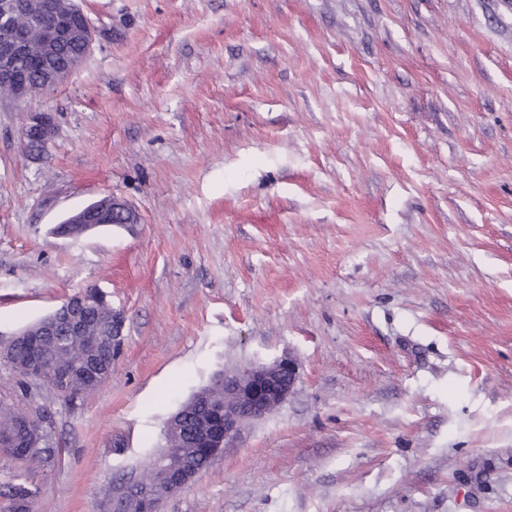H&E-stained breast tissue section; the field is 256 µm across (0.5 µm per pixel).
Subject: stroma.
Returning a JSON list of instances; mask_svg holds the SVG:
<instances>
[{
  "instance_id": "35a3bbf8",
  "label": "stroma",
  "mask_w": 512,
  "mask_h": 512,
  "mask_svg": "<svg viewBox=\"0 0 512 512\" xmlns=\"http://www.w3.org/2000/svg\"><path fill=\"white\" fill-rule=\"evenodd\" d=\"M94 50L0 105V340L87 288L124 317L96 391L0 365L105 512L224 368L300 379L159 512H512V0H82ZM56 135L23 151L29 113ZM139 223L55 235L106 195Z\"/></svg>"
}]
</instances>
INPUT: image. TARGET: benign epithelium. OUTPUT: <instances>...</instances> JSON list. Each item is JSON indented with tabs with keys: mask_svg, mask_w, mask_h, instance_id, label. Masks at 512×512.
Listing matches in <instances>:
<instances>
[{
	"mask_svg": "<svg viewBox=\"0 0 512 512\" xmlns=\"http://www.w3.org/2000/svg\"><path fill=\"white\" fill-rule=\"evenodd\" d=\"M24 8V0H0V103L8 101L21 105L59 86L82 66L94 47L95 29L75 0L72 11L83 15V26L79 29L57 17L56 0H41L43 15L51 18L49 23L39 26L42 44L58 49L69 42L79 41L84 44V52L79 56L62 57L58 53L51 56L45 64V75L36 83L18 80L15 77L17 66L33 46L30 28L19 25ZM54 134L55 121L50 112L30 113L21 132L27 152L33 155L42 152ZM138 222V214L130 205L108 195L68 217L59 224L56 233L78 238L99 227ZM122 323V316L112 310L106 294L100 290L94 294L81 292L68 298L32 327L33 350L18 366L20 377L57 394L68 386L72 379L69 367L61 366L51 371L43 358L48 337L62 332L67 336L96 337L100 356L92 376L95 387H101L112 374V348L121 345ZM298 380V366L290 356L220 372L216 381L224 389V407L206 422L200 436L189 440V447L221 450L237 438L243 426L263 419L279 408ZM140 485V469L128 470L112 488L108 512H125L128 497Z\"/></svg>",
	"mask_w": 512,
	"mask_h": 512,
	"instance_id": "7a95c632",
	"label": "benign epithelium"
}]
</instances>
